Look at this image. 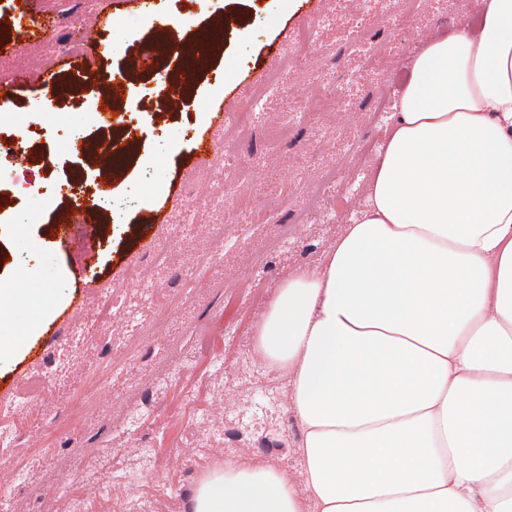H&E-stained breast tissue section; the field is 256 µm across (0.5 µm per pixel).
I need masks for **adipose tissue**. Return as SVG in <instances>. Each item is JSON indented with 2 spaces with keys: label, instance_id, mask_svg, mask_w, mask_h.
<instances>
[{
  "label": "adipose tissue",
  "instance_id": "ef3b65f1",
  "mask_svg": "<svg viewBox=\"0 0 512 512\" xmlns=\"http://www.w3.org/2000/svg\"><path fill=\"white\" fill-rule=\"evenodd\" d=\"M364 193L254 330L299 482L228 458L188 512H512V0L412 58ZM7 294L0 363L55 297Z\"/></svg>",
  "mask_w": 512,
  "mask_h": 512
}]
</instances>
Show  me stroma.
Returning <instances> with one entry per match:
<instances>
[{
    "label": "stroma",
    "instance_id": "obj_1",
    "mask_svg": "<svg viewBox=\"0 0 512 512\" xmlns=\"http://www.w3.org/2000/svg\"><path fill=\"white\" fill-rule=\"evenodd\" d=\"M86 16L111 15L104 37L110 57L89 61L78 96L50 111L36 108L43 74L62 70L60 42L24 40L0 29V289L35 292L58 289L52 314L0 367V381L37 388V402L15 420L16 438L0 449V476L16 464L27 467L24 482L0 512H184L198 480L225 458L258 456L297 475L301 429L285 410L288 382L270 376L278 391L270 398L253 387L266 375L254 346L240 348L239 334H224L218 360L197 359L199 336L224 333L227 317L251 331L278 286L292 271L317 264L348 224L363 195L374 155L350 163L337 188L327 189L317 208L308 195L316 175L335 167L351 140L380 145L386 124L374 123L387 81L406 76L411 57L426 36L477 18L483 0H397V29L376 6L364 31L367 49L355 52L347 37L362 12L360 0H154L159 15L185 16L208 26L214 10L244 18L225 31L222 50L209 57L195 84L167 121L150 115L164 105L176 77L178 58L158 57L147 70H127L130 97L139 111L116 119L97 112L107 75L127 69L130 58L153 38L146 13L126 0H80ZM318 27H310V16ZM196 28L171 29L176 49ZM311 34L312 68L284 70L286 96L268 98L254 127L238 142L241 168L222 174L197 169L187 156L198 137L214 155L224 151L223 123L210 108L227 92L248 103L255 78H266L275 59ZM39 57L27 88L11 75L26 59ZM313 110L315 125L290 127L271 140L270 124L290 110ZM137 134L128 166L103 178L81 151L82 137ZM24 141L29 160L19 163L13 144ZM82 170V189L107 190L115 207L94 228H74L69 240L54 239L49 219L61 205L60 185ZM237 192L223 199L225 181ZM165 210L163 224L144 223L145 214ZM310 210L308 222L291 225L293 214ZM223 228L226 243L212 237ZM171 261L157 266L154 250ZM93 269L100 287L82 282ZM152 280L154 299L137 288ZM141 323L131 334L129 323ZM44 349L32 358L29 347ZM268 375V374H267Z\"/></svg>",
    "mask_w": 512,
    "mask_h": 512
}]
</instances>
